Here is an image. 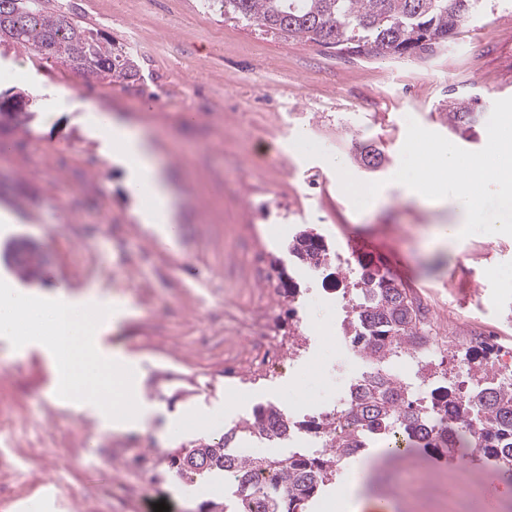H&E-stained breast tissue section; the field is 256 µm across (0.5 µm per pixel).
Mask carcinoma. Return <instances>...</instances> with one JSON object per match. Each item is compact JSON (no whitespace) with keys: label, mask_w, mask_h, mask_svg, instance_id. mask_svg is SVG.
Returning a JSON list of instances; mask_svg holds the SVG:
<instances>
[{"label":"carcinoma","mask_w":512,"mask_h":512,"mask_svg":"<svg viewBox=\"0 0 512 512\" xmlns=\"http://www.w3.org/2000/svg\"><path fill=\"white\" fill-rule=\"evenodd\" d=\"M11 3L0 8V32L7 42L34 51L43 59L70 65L72 49L84 43L85 60L93 63L95 76L123 85L136 79V57L116 47L88 24L46 6V0H0ZM477 0H217L224 16L242 20L285 39L305 38L344 54L366 57L405 58L432 54L448 47L460 24L470 16ZM476 99L451 98L442 114L448 129L472 127L481 118ZM386 161L384 152L372 143H363L356 162L372 171ZM294 265L301 271L327 269L335 252L315 229L303 225L288 241ZM358 312L348 321L346 335L366 362L367 382L362 397L345 408L350 430L332 447L360 448L371 444V434L391 430L395 456L410 448H425L441 453L453 448H473L479 459L492 466L503 480H512V380L494 384L481 371L479 355L469 352L474 368L472 397L458 399L448 386L445 374L430 372V395L420 396L401 384L388 364L423 340L419 308L409 290L396 284L386 273L361 267L353 283ZM453 403L455 418L469 420L458 424L448 419V403ZM328 415L313 419L309 426L329 430L341 425ZM264 434L275 439L288 438L284 410L273 403L259 404L252 419L224 433L217 444L199 442L179 448L167 456V467L191 483L221 476L233 470L242 476L234 490L233 504L209 501L206 512H254V501H265L264 512H306L315 499L336 477V455L314 448H298L284 461L245 459L236 452L241 435ZM255 469H271L274 485L288 488L284 497L262 491L251 481Z\"/></svg>","instance_id":"carcinoma-1"}]
</instances>
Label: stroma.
<instances>
[{
	"label": "stroma",
	"mask_w": 512,
	"mask_h": 512,
	"mask_svg": "<svg viewBox=\"0 0 512 512\" xmlns=\"http://www.w3.org/2000/svg\"><path fill=\"white\" fill-rule=\"evenodd\" d=\"M131 47L140 61L128 86L87 79L68 66L9 44L0 45V71L27 73L0 81V94L45 88L30 120L0 139V208L15 218L0 229V279L44 294L57 287L75 296L94 292L126 310L104 327L113 350L132 355L141 369V401L152 417L145 432L98 435L87 414L57 405L42 354L0 342V512H199L223 497L224 485H190L168 473L145 471L142 453L163 456L181 446L214 443L252 414L255 401L283 403L289 378L308 402L300 414L319 416L327 396L315 367L253 384L224 379V357L239 344L224 333V310L260 288L254 252L294 273L299 291L280 298L271 313L278 336H306L318 325L326 354L339 351L334 311L306 309V297L325 289L351 304L348 279L316 280L295 273L287 246L308 225L350 259L386 268L413 289L422 307L458 310L455 333L472 323L494 332L485 364L495 372L512 352V236L474 234L432 244L452 207H426L392 177L408 119L477 151L485 123L449 132L441 118L449 98L477 96L484 113L512 97V0H478L454 42L433 55L402 59L341 55L303 39L286 40L227 19L205 0H49ZM52 88L66 90L51 99ZM93 102L150 135L179 201L181 234L168 249L133 211L125 171L109 162L80 120ZM54 106L52 120L44 110ZM318 143L328 159L293 150L298 134ZM372 142L387 157L369 171L353 160L357 143ZM357 180L382 182L380 207L356 210L331 158ZM380 241L389 255L352 249ZM38 254L19 270V248ZM195 409L177 440L161 437L166 415ZM95 444L87 456V444ZM418 482L415 493L406 481ZM362 496L364 507L385 512H512V483L492 477L471 452L440 455L416 448L379 464Z\"/></svg>",
	"instance_id": "35a3bbf8"
}]
</instances>
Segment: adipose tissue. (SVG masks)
Returning <instances> with one entry per match:
<instances>
[{
    "instance_id": "ef3b65f1",
    "label": "adipose tissue",
    "mask_w": 512,
    "mask_h": 512,
    "mask_svg": "<svg viewBox=\"0 0 512 512\" xmlns=\"http://www.w3.org/2000/svg\"><path fill=\"white\" fill-rule=\"evenodd\" d=\"M83 119L100 136L104 152L127 169L129 195L136 200L149 199L147 208L135 212L138 222L161 238H174L178 230L175 198L165 169L157 160V150L146 134L92 103L85 104Z\"/></svg>"
}]
</instances>
